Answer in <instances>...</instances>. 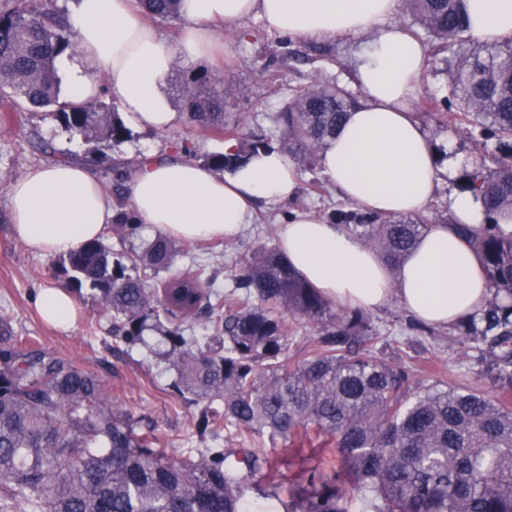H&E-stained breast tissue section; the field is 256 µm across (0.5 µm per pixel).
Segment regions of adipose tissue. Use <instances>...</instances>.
Wrapping results in <instances>:
<instances>
[{"label":"adipose tissue","mask_w":512,"mask_h":512,"mask_svg":"<svg viewBox=\"0 0 512 512\" xmlns=\"http://www.w3.org/2000/svg\"><path fill=\"white\" fill-rule=\"evenodd\" d=\"M399 0H181L184 22L169 41L141 20L138 0H76L70 22L76 64L60 56L79 98L96 95L106 79L120 110L143 127L165 130L174 111L164 86L175 57L194 63L217 47L216 24L259 16L282 35L367 37L356 83L363 93L321 158L326 180L354 208L391 216L426 212L440 188L435 148L411 109L427 58L408 29L393 24ZM468 31L477 43L512 38V0H463ZM297 189L293 164L281 151H262L227 173L173 157L140 155L129 201L142 223L194 241L232 237L252 223L255 202H283ZM14 235L29 249L54 255L101 237L116 212L95 174L75 163L32 169L10 196ZM448 221L432 225L398 268L341 226L298 213L279 227V249L314 288L365 310L398 298L416 321L449 326L480 313L489 284L480 261L455 227L481 228L485 208L470 191L448 195ZM42 319L61 330L76 320L72 294L42 289Z\"/></svg>","instance_id":"obj_1"}]
</instances>
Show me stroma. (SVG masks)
Here are the masks:
<instances>
[{
    "label": "stroma",
    "mask_w": 512,
    "mask_h": 512,
    "mask_svg": "<svg viewBox=\"0 0 512 512\" xmlns=\"http://www.w3.org/2000/svg\"><path fill=\"white\" fill-rule=\"evenodd\" d=\"M221 52L215 61L201 60L189 64L176 60L173 73H185L198 67L221 72L232 86L233 96L224 107L228 122L245 120L247 135L272 140L281 147V132L273 117L283 104L286 89L301 88L312 81L335 83L355 89V70L360 42L326 38L288 37L268 31L258 16L228 23L217 32ZM450 71L444 55L429 56L415 105L430 143L444 151L455 165L457 177L470 171L479 147L474 138L452 130L427 117L430 109H440L448 94ZM129 141L113 145L99 144L97 149L78 138H70L52 109L11 115L0 112V317L8 319L23 339L75 357L102 379L111 398L134 418L155 423L158 445L172 449L175 456L192 454L201 442L193 432L197 405L171 394V376L145 349H128L112 336V325L98 304L93 291L83 290L76 300L78 319L66 331L45 324L37 311L42 288L60 283L59 256L30 251L12 232L9 190L13 182L31 169L56 163L62 153L75 156L78 163L89 166L104 186L114 183L116 164L145 151L158 155L173 153L175 143L190 138L194 151L190 161L223 151L222 142L191 129L185 117L165 130L131 126ZM320 171L299 170L296 196L286 202L258 201L253 224L232 241L231 250H203L200 243H184L174 267L182 269L197 261L213 276L218 286L231 285L232 251L264 244L276 246L279 224L290 213L308 212L323 215L340 207L342 199L331 185L321 192L309 189L311 180L321 179ZM372 318L381 331L395 337L401 348L415 353L413 378L423 382L428 367H435L440 378L455 385L473 382L483 388L491 386L490 360L464 358L460 345L447 330L437 329L427 335L413 329V320L398 299L373 311Z\"/></svg>",
    "instance_id": "35a3bbf8"
}]
</instances>
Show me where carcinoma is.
I'll return each mask as SVG.
<instances>
[{
    "label": "carcinoma",
    "mask_w": 512,
    "mask_h": 512,
    "mask_svg": "<svg viewBox=\"0 0 512 512\" xmlns=\"http://www.w3.org/2000/svg\"><path fill=\"white\" fill-rule=\"evenodd\" d=\"M181 0H139L155 21L179 18ZM411 22L431 46L461 54L441 118L464 127L481 151L465 189L480 198L488 224L459 231L478 255L491 297L480 316L448 333L495 357L491 381L512 392V40L464 47L462 0H406ZM76 50V36L56 0H0V102L19 114L56 107L62 128L86 143L130 138L118 108L99 99L59 102L56 59ZM224 77L192 70L177 98L188 123L234 144L208 154L217 171L244 163L264 143L248 142L243 124L224 122ZM359 97L338 85L289 89L275 122L289 153L313 168ZM112 231L140 228L119 181ZM391 267L430 227L422 216L400 218L353 207L324 214ZM180 245L157 236L139 254L115 255L100 239L61 261L73 290L96 292L127 348L166 327L155 357L174 374L173 392L205 403L196 433L232 430L245 442L268 435L289 445L339 452V467L296 452L290 512H345L342 500H379L376 512H512V407L485 390L434 378L411 381L399 354L366 312L342 308L303 280L274 247L257 244L235 256L233 290L224 293L194 266L167 278ZM203 319L210 336H185ZM306 321L311 335L289 353ZM155 425L118 411L101 378L72 357L24 347L0 317V512H244L246 494L263 484L276 495L284 474L254 448H200L175 459L155 446Z\"/></svg>",
    "instance_id": "1"
}]
</instances>
